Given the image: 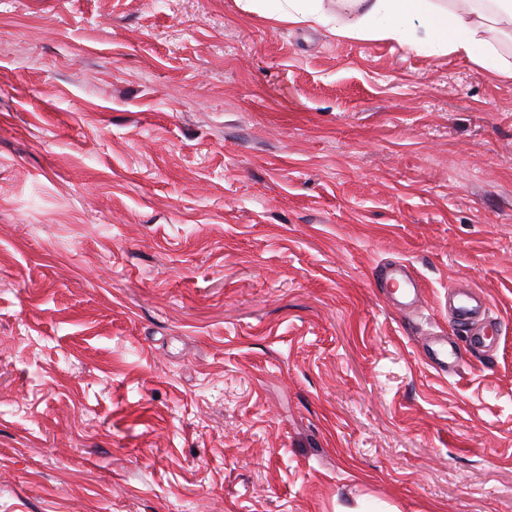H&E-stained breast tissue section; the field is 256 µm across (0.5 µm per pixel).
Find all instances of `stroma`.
<instances>
[{"mask_svg": "<svg viewBox=\"0 0 512 512\" xmlns=\"http://www.w3.org/2000/svg\"><path fill=\"white\" fill-rule=\"evenodd\" d=\"M365 497L512 512V81L246 0H0V512ZM377 275L384 288H400L399 278L404 280L409 288L413 289L414 295L420 292V282L417 275L403 263H387L376 267ZM467 288L455 286L448 292V297L453 301L452 315L455 322L470 327L485 316L487 306L479 294ZM435 349L431 348V359L435 364V368L441 372H448V368H458L460 359L455 351L453 343L448 342L444 336H439L430 341Z\"/></svg>", "mask_w": 512, "mask_h": 512, "instance_id": "1", "label": "stroma"}]
</instances>
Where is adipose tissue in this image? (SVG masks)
Returning <instances> with one entry per match:
<instances>
[{"mask_svg":"<svg viewBox=\"0 0 512 512\" xmlns=\"http://www.w3.org/2000/svg\"><path fill=\"white\" fill-rule=\"evenodd\" d=\"M512 41V0H336V33L412 45L427 54H455L512 80V60L490 33Z\"/></svg>","mask_w":512,"mask_h":512,"instance_id":"obj_1","label":"adipose tissue"}]
</instances>
